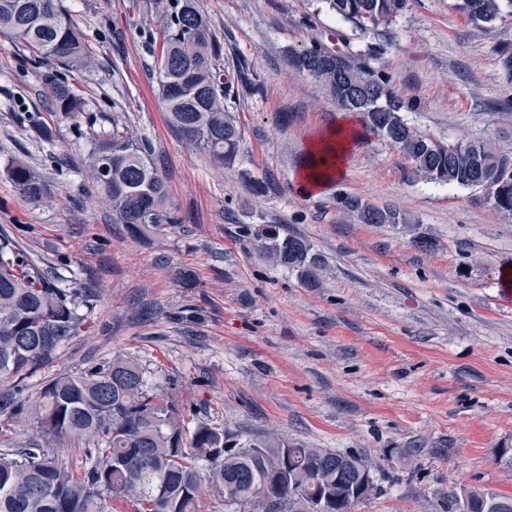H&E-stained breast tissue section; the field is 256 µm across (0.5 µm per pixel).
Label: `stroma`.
<instances>
[{
  "instance_id": "stroma-1",
  "label": "stroma",
  "mask_w": 512,
  "mask_h": 512,
  "mask_svg": "<svg viewBox=\"0 0 512 512\" xmlns=\"http://www.w3.org/2000/svg\"><path fill=\"white\" fill-rule=\"evenodd\" d=\"M233 74L228 103L242 140L233 171L214 170L166 120L152 75L153 0H63L95 57L66 72L84 98L75 121L54 113L52 69L0 33V166L40 170L49 200L23 198L0 170V232L64 288L87 289L80 336L27 381L35 392L118 356L173 385L187 428L208 423L240 443L270 432L311 448L355 450L383 494L353 512H439L448 490L512 495V217L489 190L411 179L407 160L369 134L328 192L302 195L310 141L345 112L288 65L313 41L358 49V31L325 0H197ZM391 48L372 60L413 99L410 125L443 142L484 139L512 154V81L498 64L512 15L492 29L456 0H407ZM125 124L144 138L177 225L148 236L113 223L83 172L90 136ZM256 181L270 182L254 195ZM348 194L393 206L402 224H362ZM274 227L323 256L317 284L261 258ZM422 235L433 247L423 251Z\"/></svg>"
}]
</instances>
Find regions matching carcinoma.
I'll return each mask as SVG.
<instances>
[{"label": "carcinoma", "mask_w": 512, "mask_h": 512, "mask_svg": "<svg viewBox=\"0 0 512 512\" xmlns=\"http://www.w3.org/2000/svg\"><path fill=\"white\" fill-rule=\"evenodd\" d=\"M62 0H0V32L65 71L83 69L91 55L83 34L63 9ZM329 9L364 38L387 33L407 0H328ZM459 9L481 29L503 18L504 0H460ZM151 53L167 121L184 146L203 153L224 169L237 158L241 133L227 110L232 77L223 64V47L197 7V0H170L156 11ZM387 45L368 42L358 51L338 50L314 41L292 53L290 64L320 82L343 110L353 112L409 161V176L431 183L481 188L491 185L497 205L512 212V157L486 140L448 147L408 125L411 109L392 88L391 76L372 68L371 57ZM56 111L76 120L84 111L78 91L63 79L49 82ZM323 152L311 161L315 176L331 169ZM19 193L31 202L44 198L43 175L13 159L4 167ZM88 179L112 208V223L141 235L180 223L167 189L143 144L126 126L89 140ZM342 208L363 224H400L397 210L378 208L354 196ZM258 249L276 266L296 270L313 283L322 259L297 236L263 232ZM83 290L61 288L22 249L0 233V381L12 388L0 394V416L30 422L37 436L14 448L0 440V512H112L117 501L134 512H203L204 499L224 501V512H261L257 490L280 467L288 449V468L299 482H331L334 495L358 480L355 453L309 448L279 436L254 440V453H226L224 429L185 427L168 389L151 386L146 370L132 358H114L77 375L63 374L24 394V382L61 345L80 335ZM93 444L79 473L53 452L66 442ZM288 512H307L288 478L279 479Z\"/></svg>", "instance_id": "1"}]
</instances>
